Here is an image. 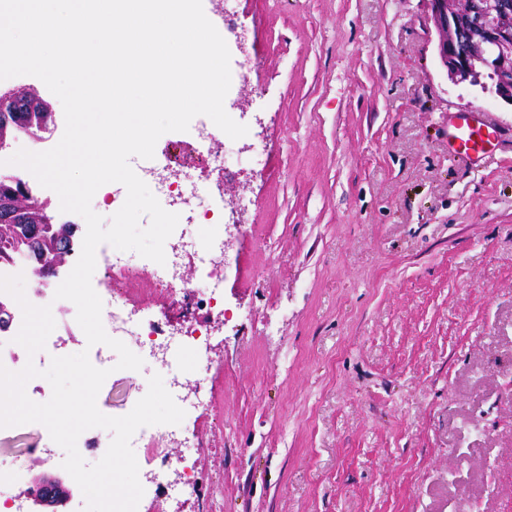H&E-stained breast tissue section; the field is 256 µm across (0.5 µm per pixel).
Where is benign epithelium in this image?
Returning a JSON list of instances; mask_svg holds the SVG:
<instances>
[{
	"label": "benign epithelium",
	"instance_id": "7a95c632",
	"mask_svg": "<svg viewBox=\"0 0 512 512\" xmlns=\"http://www.w3.org/2000/svg\"><path fill=\"white\" fill-rule=\"evenodd\" d=\"M429 21L436 32V53L448 78L492 91L496 97L512 106V0H494L483 8L476 0H428ZM486 57L491 83L476 75L472 60ZM41 103L28 91L0 94V150L11 145L12 130L20 123V113L34 111ZM29 209L24 196L12 190L0 197V233L15 237L27 234L29 255L41 265L38 283L48 284L64 262H44L40 256V224H22L21 215ZM73 490L60 477L42 476L25 491L35 506H63Z\"/></svg>",
	"mask_w": 512,
	"mask_h": 512
}]
</instances>
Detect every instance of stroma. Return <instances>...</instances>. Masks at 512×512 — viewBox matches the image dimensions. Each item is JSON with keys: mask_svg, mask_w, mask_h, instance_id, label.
Returning a JSON list of instances; mask_svg holds the SVG:
<instances>
[{"mask_svg": "<svg viewBox=\"0 0 512 512\" xmlns=\"http://www.w3.org/2000/svg\"><path fill=\"white\" fill-rule=\"evenodd\" d=\"M232 71L220 135L242 226L214 259L225 325L182 370L207 407L193 448L201 496L140 512H512V106L453 83L427 0H203ZM480 112L501 136L481 161L448 149V121ZM159 264L123 282L127 306L180 327ZM212 363L200 370V357ZM146 373L98 397L128 414ZM38 423L0 432L17 490L64 476Z\"/></svg>", "mask_w": 512, "mask_h": 512, "instance_id": "35a3bbf8", "label": "stroma"}]
</instances>
